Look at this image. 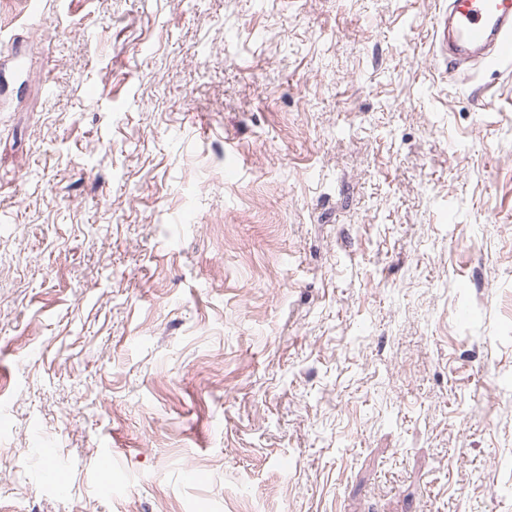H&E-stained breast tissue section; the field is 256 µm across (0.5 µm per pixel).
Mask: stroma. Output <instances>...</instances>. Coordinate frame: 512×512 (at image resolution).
Instances as JSON below:
<instances>
[{
	"label": "stroma",
	"mask_w": 512,
	"mask_h": 512,
	"mask_svg": "<svg viewBox=\"0 0 512 512\" xmlns=\"http://www.w3.org/2000/svg\"><path fill=\"white\" fill-rule=\"evenodd\" d=\"M443 4L0 0V512H512V74Z\"/></svg>",
	"instance_id": "1"
}]
</instances>
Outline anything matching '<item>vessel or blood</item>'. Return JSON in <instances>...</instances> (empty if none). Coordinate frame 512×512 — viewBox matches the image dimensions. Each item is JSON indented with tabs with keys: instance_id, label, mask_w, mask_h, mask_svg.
I'll list each match as a JSON object with an SVG mask.
<instances>
[{
	"instance_id": "1",
	"label": "vessel or blood",
	"mask_w": 512,
	"mask_h": 512,
	"mask_svg": "<svg viewBox=\"0 0 512 512\" xmlns=\"http://www.w3.org/2000/svg\"><path fill=\"white\" fill-rule=\"evenodd\" d=\"M434 39L442 56L464 61L475 56L512 63V0H448L438 14Z\"/></svg>"
}]
</instances>
